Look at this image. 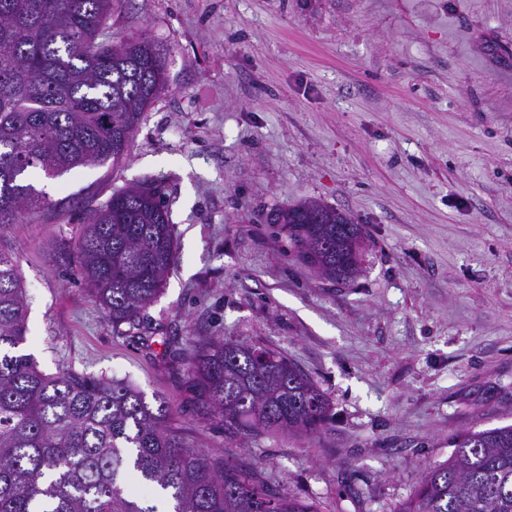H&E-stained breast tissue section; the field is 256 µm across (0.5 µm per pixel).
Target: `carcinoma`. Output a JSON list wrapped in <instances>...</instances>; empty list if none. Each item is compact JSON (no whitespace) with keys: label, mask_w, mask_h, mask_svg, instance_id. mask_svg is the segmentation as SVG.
<instances>
[{"label":"carcinoma","mask_w":512,"mask_h":512,"mask_svg":"<svg viewBox=\"0 0 512 512\" xmlns=\"http://www.w3.org/2000/svg\"><path fill=\"white\" fill-rule=\"evenodd\" d=\"M112 0H0V224L47 202L40 178L121 160L142 114L165 87L155 46L101 40ZM316 201L280 210L298 256L324 278L359 264L364 227ZM177 254L161 190L117 191L84 222L81 279L113 328L139 330ZM28 304L17 261L0 251V512H321L271 487L255 463L190 446L158 397L117 379L40 371L20 352ZM194 385L230 435L306 436L329 401L269 348L211 336L190 361ZM398 512H512V425L467 431Z\"/></svg>","instance_id":"carcinoma-1"}]
</instances>
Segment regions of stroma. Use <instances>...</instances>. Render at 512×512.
<instances>
[{
	"instance_id": "obj_1",
	"label": "stroma",
	"mask_w": 512,
	"mask_h": 512,
	"mask_svg": "<svg viewBox=\"0 0 512 512\" xmlns=\"http://www.w3.org/2000/svg\"><path fill=\"white\" fill-rule=\"evenodd\" d=\"M131 36L167 87L127 156L43 181L50 206L0 226L26 353L135 384L196 449L322 512H398L454 437L512 424V0H114L104 38ZM143 182L178 260L135 335L68 262L85 217ZM305 200L363 224L352 279L321 278L267 223ZM165 336L279 352L328 423L228 436Z\"/></svg>"
}]
</instances>
